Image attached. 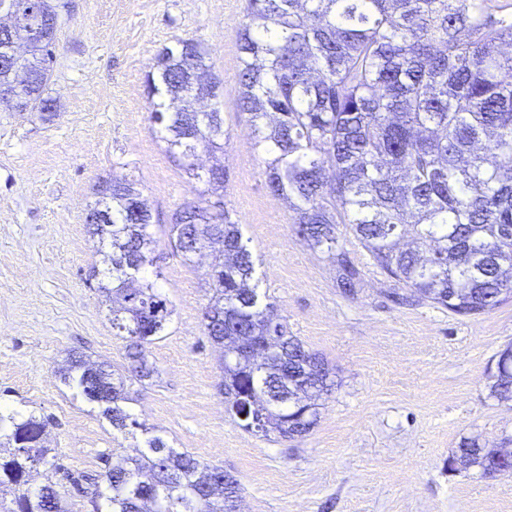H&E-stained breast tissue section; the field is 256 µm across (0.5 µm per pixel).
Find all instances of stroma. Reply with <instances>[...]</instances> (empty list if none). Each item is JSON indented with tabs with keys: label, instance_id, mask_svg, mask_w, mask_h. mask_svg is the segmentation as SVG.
Masks as SVG:
<instances>
[{
	"label": "stroma",
	"instance_id": "obj_1",
	"mask_svg": "<svg viewBox=\"0 0 512 512\" xmlns=\"http://www.w3.org/2000/svg\"><path fill=\"white\" fill-rule=\"evenodd\" d=\"M58 15L53 74L57 112L0 105V411L48 419L46 444L68 473L56 488L87 512L71 478L132 454L96 404L57 373L71 350L123 371L98 292L108 276L85 216L110 172L149 199L160 256L159 292L175 313L148 347L158 368L132 383L129 409L170 445L224 467L239 482L240 512H512V474L455 473L466 438L512 452V402L489 396L488 367L512 343V300L461 316L426 301L400 304L393 282L355 239L354 294L338 268L291 231L292 213L266 185L246 113L238 107L237 31L246 0H51ZM204 46L224 82V202L252 253L259 288L288 329L336 372L306 435L275 440L229 417L218 391L220 352L201 326L210 254L187 262L166 222L202 185L151 130L146 77L164 48Z\"/></svg>",
	"mask_w": 512,
	"mask_h": 512
}]
</instances>
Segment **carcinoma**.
<instances>
[{"instance_id": "1", "label": "carcinoma", "mask_w": 512, "mask_h": 512, "mask_svg": "<svg viewBox=\"0 0 512 512\" xmlns=\"http://www.w3.org/2000/svg\"><path fill=\"white\" fill-rule=\"evenodd\" d=\"M43 35L28 47L18 75L0 48V88L16 91L22 112H54L44 96L57 31L31 0H16ZM237 96L255 147L265 155L266 184L293 212L292 232L339 267L338 286L354 293L360 271L337 233L349 226L374 264L419 300L449 311L484 313L512 289V0H247L238 31ZM209 53L192 40L163 50L147 77L151 123L174 161L203 184L198 200L175 211L171 246L186 261L218 241L206 273L212 295L201 325L221 350L220 391L227 411L251 398L265 435L303 436L315 426L334 386L332 368L305 349L263 301L238 222L224 204L228 175L200 171L198 152H224V120L196 108ZM106 224H87L112 286V328L127 340L125 373L71 353L63 383L91 403L137 453L105 460V490L90 512H238V480L221 467L173 448L134 417L126 381L158 370L147 345L174 313L148 275L156 264L152 208L136 183L99 178ZM490 396L512 402V373L490 376ZM10 423L0 441V512H69L47 480L22 493L33 459L49 464L48 420ZM459 470L481 474L512 466L477 441L453 453ZM51 465V464H49ZM60 466L51 465L55 474Z\"/></svg>"}]
</instances>
